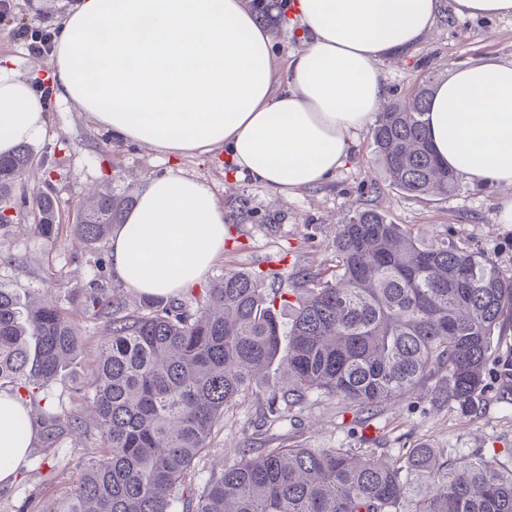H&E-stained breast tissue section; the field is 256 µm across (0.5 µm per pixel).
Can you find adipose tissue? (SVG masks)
<instances>
[{
	"label": "adipose tissue",
	"mask_w": 512,
	"mask_h": 512,
	"mask_svg": "<svg viewBox=\"0 0 512 512\" xmlns=\"http://www.w3.org/2000/svg\"><path fill=\"white\" fill-rule=\"evenodd\" d=\"M443 0H293L304 47L276 70L272 31L244 0H78L56 22L49 79L0 60V154L48 134L51 105L75 103L113 136L170 158L220 152L291 193L341 168L386 96L380 63L431 31ZM441 163L512 185V61L482 58L435 83L428 112ZM224 207L182 170L154 177L111 237L127 288L174 297L224 252ZM40 430L0 392V485Z\"/></svg>",
	"instance_id": "adipose-tissue-1"
}]
</instances>
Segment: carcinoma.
I'll use <instances>...</instances> for the list:
<instances>
[{
    "instance_id": "cac0c4a2",
    "label": "carcinoma",
    "mask_w": 512,
    "mask_h": 512,
    "mask_svg": "<svg viewBox=\"0 0 512 512\" xmlns=\"http://www.w3.org/2000/svg\"><path fill=\"white\" fill-rule=\"evenodd\" d=\"M429 81L388 102L372 129L386 180L409 195L446 196L458 174L428 136ZM33 163L23 145L0 155V226L23 216L12 194ZM136 202L105 190L83 207L72 235L102 242ZM37 233L51 240L57 201L35 197ZM335 269L309 272L300 288L282 272H227L196 301L140 297L129 308L98 288L83 297L102 324L101 353L84 400L102 440L81 470L67 512H512V469L478 452L448 458L419 444L378 461L359 448L238 449L239 460L194 484L195 467L224 411L277 365L266 424L312 398L336 397L359 413L425 389L474 411L494 333L512 321V277L492 258L443 243L427 246L373 209L335 228ZM292 310L288 323L280 311ZM77 328L56 301L20 302L0 285V388L41 411L46 442L86 423L49 387L81 352Z\"/></svg>"
}]
</instances>
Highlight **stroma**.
I'll use <instances>...</instances> for the list:
<instances>
[{
	"mask_svg": "<svg viewBox=\"0 0 512 512\" xmlns=\"http://www.w3.org/2000/svg\"><path fill=\"white\" fill-rule=\"evenodd\" d=\"M76 0H11L0 14V56L16 59L27 73L48 67L31 50L34 33L53 29ZM482 57L512 60V18H461L449 13L411 51L385 58L381 71L388 98L407 95L415 83L449 76ZM51 138L33 143L31 169L15 186L33 194L51 178L58 203L59 227L52 240L40 237L33 218L0 228V284L20 298L53 294L66 304L83 343V353L56 380L51 390L71 415L85 417L79 398L87 387L101 344L99 322L87 319L76 296L98 286L116 287L109 260L110 244L87 248L70 232L78 208L96 191L139 194L169 168L198 177L224 207L228 235L224 255L208 278L227 271L250 273L285 266L293 281L310 270L335 263L333 236L358 208H371L418 235L425 243L449 242L493 258L512 274V230L496 224L502 196L511 190L460 180L449 197H414L391 187L376 160L370 131L354 140L350 158L326 182L294 194H282L245 176H231L221 156L203 154L177 161L135 143L114 139L77 104L52 109ZM497 354L485 368L487 383L478 411L435 405L427 393L396 401L357 422L342 401L322 397L295 409L290 420L264 428L258 447L283 444L306 448L372 449L387 460L398 449L418 443L454 458L473 451L495 457L512 468V376L503 370L512 360V324L494 337ZM263 396H253L224 413V426L195 468L196 485L213 471L233 463L245 437L254 435L262 418ZM101 445L95 431L63 434L54 445L38 442L16 482L0 487V512H66L80 464Z\"/></svg>",
	"mask_w": 512,
	"mask_h": 512,
	"instance_id": "obj_1",
	"label": "stroma"
}]
</instances>
